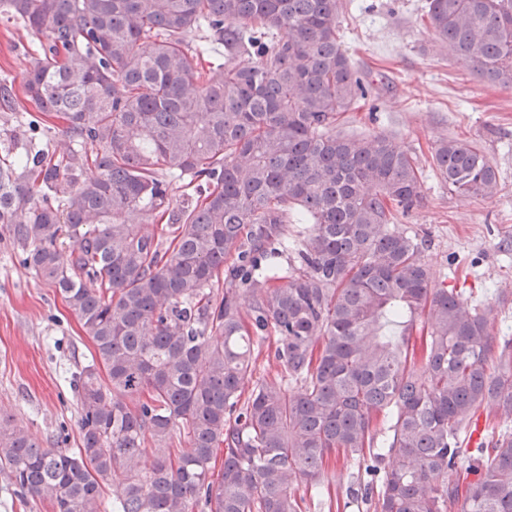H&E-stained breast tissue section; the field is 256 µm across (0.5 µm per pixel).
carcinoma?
<instances>
[{
    "mask_svg": "<svg viewBox=\"0 0 512 512\" xmlns=\"http://www.w3.org/2000/svg\"><path fill=\"white\" fill-rule=\"evenodd\" d=\"M341 8L0 0L38 41L25 100L65 122L52 150L0 160V226L95 351L71 381L79 447L0 419L20 502L302 512L300 488L320 491L341 451L364 468L347 496L367 512H512V433L463 447L479 420L512 416V337L492 334L493 306L433 284L426 241L396 224L423 199L417 156L382 132H336L367 95ZM426 17L449 53L512 88V0H428ZM194 35L216 65L199 67ZM432 161L452 194L498 192L471 138L438 140ZM177 181L196 193L187 207ZM296 219L309 228L290 242ZM255 331L274 333L288 381H252Z\"/></svg>",
    "mask_w": 512,
    "mask_h": 512,
    "instance_id": "carcinoma-1",
    "label": "carcinoma"
}]
</instances>
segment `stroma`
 I'll return each mask as SVG.
<instances>
[{
  "instance_id": "35a3bbf8",
  "label": "stroma",
  "mask_w": 512,
  "mask_h": 512,
  "mask_svg": "<svg viewBox=\"0 0 512 512\" xmlns=\"http://www.w3.org/2000/svg\"><path fill=\"white\" fill-rule=\"evenodd\" d=\"M425 0H344L341 44L378 107L356 103L338 130L367 136L383 132L414 152L424 169L421 206L400 225L426 239L424 257L436 283L464 297L494 304L493 333L512 336V88L488 83L472 66L448 53L422 20ZM32 39L21 22L0 15V84L20 88ZM26 102L0 106V159L35 153L59 139L63 122L41 120L38 133L19 122ZM469 137L495 165L500 188L472 200L451 194L431 168V151L443 137ZM22 245L0 227V407L43 438L66 436L80 445L72 375L89 364L94 348L78 317L53 287L22 266ZM355 463L331 455L321 494L306 492L304 512H338Z\"/></svg>"
}]
</instances>
